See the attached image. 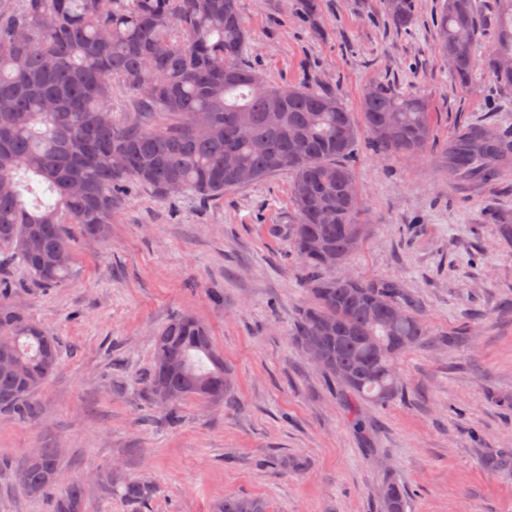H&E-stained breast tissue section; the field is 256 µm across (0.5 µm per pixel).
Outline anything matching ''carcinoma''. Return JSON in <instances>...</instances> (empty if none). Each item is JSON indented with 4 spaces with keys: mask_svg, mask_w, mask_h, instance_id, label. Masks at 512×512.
Masks as SVG:
<instances>
[{
    "mask_svg": "<svg viewBox=\"0 0 512 512\" xmlns=\"http://www.w3.org/2000/svg\"><path fill=\"white\" fill-rule=\"evenodd\" d=\"M480 0H441L439 52L461 84L481 64L512 89V0H499L496 45L476 57ZM391 23L412 24L416 0H384ZM247 31L240 0H0V249L33 280L55 287L70 275L73 247L64 225L102 237L120 195L146 185L161 196L172 184L203 200L287 170L296 211L288 232L313 303L300 309L293 340L322 356L320 370L374 402L402 390L398 358L431 340L395 284L332 274L364 239L360 200L343 159L365 129L382 155L422 152L432 137L429 106L382 81L361 95L356 121L336 94L271 85L243 61ZM136 100L126 121L112 113V85ZM512 154V133L474 129L448 146V175L467 182ZM57 337L0 297V411L28 421L30 398L58 369ZM207 327L190 314L154 337L142 378L153 402L170 410L197 398L222 403L233 386ZM60 451L48 446L20 459L15 473L33 499L55 493L52 512H86L84 486L55 490ZM131 507L152 486L105 469L96 476ZM383 512H406L403 485L388 480ZM213 512H267L240 496Z\"/></svg>",
    "mask_w": 512,
    "mask_h": 512,
    "instance_id": "cac0c4a2",
    "label": "carcinoma"
}]
</instances>
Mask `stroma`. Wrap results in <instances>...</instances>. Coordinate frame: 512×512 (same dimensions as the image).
Instances as JSON below:
<instances>
[{"label":"stroma","mask_w":512,"mask_h":512,"mask_svg":"<svg viewBox=\"0 0 512 512\" xmlns=\"http://www.w3.org/2000/svg\"><path fill=\"white\" fill-rule=\"evenodd\" d=\"M241 11L246 62L269 82L336 93L354 113L378 80L428 102L422 153L378 157L363 133L346 158L370 231L335 272L395 282L435 343L399 359L403 395L360 403L356 428L343 391L292 338L310 300L288 236L292 173L215 201L135 185L107 237L68 225L75 261L63 285L0 268L7 297L61 346L33 396L37 418L0 413V459L56 445L60 481L84 483L88 512H135L97 486L111 467L152 485L136 512H210L237 495L268 512H381L390 478L406 488L407 512H512V467L485 465L512 449V246L496 225L512 216V158L494 184L459 187L446 154L471 128L512 127V90L479 67L468 84L454 80L437 49L439 0H418L404 29L382 0H241ZM182 313L209 327L235 387L216 406L181 402L169 425L140 377L155 334ZM463 326L464 341L440 344ZM0 512H52V501L28 498L7 466Z\"/></svg>","instance_id":"stroma-1"}]
</instances>
